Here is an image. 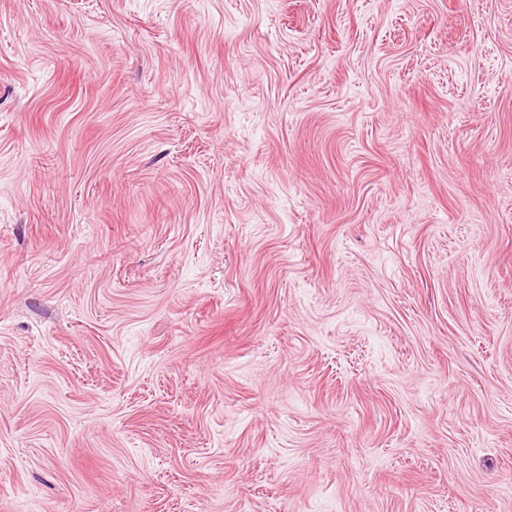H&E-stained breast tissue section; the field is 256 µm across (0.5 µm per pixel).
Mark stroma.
Wrapping results in <instances>:
<instances>
[{
  "instance_id": "obj_1",
  "label": "stroma",
  "mask_w": 512,
  "mask_h": 512,
  "mask_svg": "<svg viewBox=\"0 0 512 512\" xmlns=\"http://www.w3.org/2000/svg\"><path fill=\"white\" fill-rule=\"evenodd\" d=\"M0 512H512V0H0Z\"/></svg>"
}]
</instances>
